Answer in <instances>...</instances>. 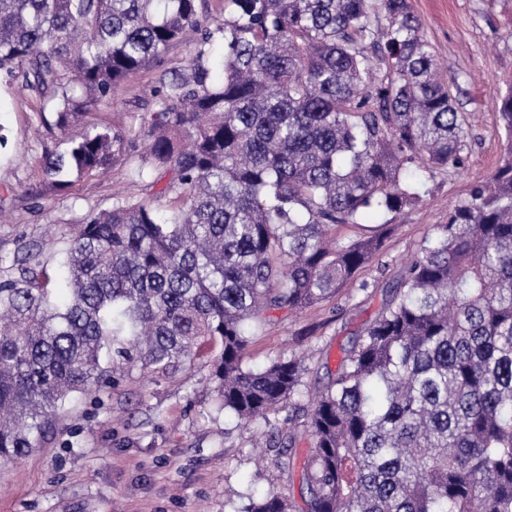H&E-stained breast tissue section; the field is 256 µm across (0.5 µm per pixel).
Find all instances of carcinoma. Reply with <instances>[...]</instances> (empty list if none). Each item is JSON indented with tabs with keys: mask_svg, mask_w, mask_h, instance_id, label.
<instances>
[{
	"mask_svg": "<svg viewBox=\"0 0 512 512\" xmlns=\"http://www.w3.org/2000/svg\"><path fill=\"white\" fill-rule=\"evenodd\" d=\"M205 8L0 0V74L62 134L44 185L132 154L144 186L169 176L150 201L88 214L62 271L29 247L0 278L1 464L39 447L73 395L100 392L115 360L167 373L208 341L219 408L249 425L291 403L298 420L303 362L244 367L250 328L367 289L358 274L385 232L336 227L416 207L426 182L411 170L465 166V120L409 0H224L215 24ZM189 32L192 55L152 88V111L69 133ZM496 121L498 167L434 225L306 412L300 499L247 490L242 512H512V85ZM295 445L266 431L270 453ZM391 218V215L382 216L377 213L369 212L364 214L358 223L361 224L359 227L355 226H340L336 228V232L341 236H354L361 233H370L372 230L380 229V224H385Z\"/></svg>",
	"mask_w": 512,
	"mask_h": 512,
	"instance_id": "obj_1",
	"label": "carcinoma"
}]
</instances>
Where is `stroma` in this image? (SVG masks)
Segmentation results:
<instances>
[{"label": "stroma", "instance_id": "obj_1", "mask_svg": "<svg viewBox=\"0 0 512 512\" xmlns=\"http://www.w3.org/2000/svg\"><path fill=\"white\" fill-rule=\"evenodd\" d=\"M438 62L455 82V106L467 123L468 162L448 179H431L421 205L397 217L378 263L363 269L367 291L341 289L333 300L291 317L275 313L261 324L243 357L261 368L291 354H308L301 404L328 382L322 351L352 339L381 309L385 287L413 260L434 225L471 186L489 177L501 156L496 124L500 90L512 83V0H411ZM192 39L173 45L158 62L131 75L117 101L79 117L76 126L121 124L150 111L149 90L165 70L184 65ZM0 261L11 264L23 244L54 259L92 211L138 194L130 167L74 180L64 191L42 188L39 160L56 148L57 132L43 125L35 96L20 82L0 81ZM216 343L192 361L156 377L116 366L103 395L79 396L40 447L16 463L0 464V512H228L226 501L253 488L298 494L300 471L287 457L261 456L256 428L217 411L211 380Z\"/></svg>", "mask_w": 512, "mask_h": 512}]
</instances>
